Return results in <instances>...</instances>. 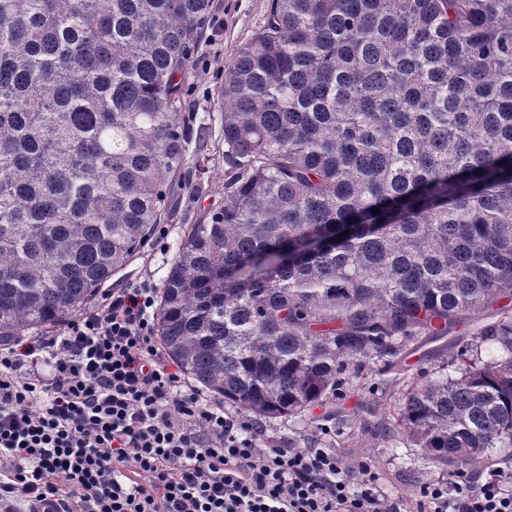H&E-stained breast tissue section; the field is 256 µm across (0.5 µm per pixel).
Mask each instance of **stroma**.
Segmentation results:
<instances>
[{
	"mask_svg": "<svg viewBox=\"0 0 512 512\" xmlns=\"http://www.w3.org/2000/svg\"><path fill=\"white\" fill-rule=\"evenodd\" d=\"M269 0H213V33L202 46V62L195 65L191 80L196 87L192 97L198 123L205 128L204 140L188 165L195 174L181 193L178 213L181 222L168 227L167 249H149L115 274L109 288H122L139 279L161 284L170 265L172 244L181 234L183 224H196L211 209L224 201V136L221 126V98L224 64L237 48L248 41L262 24ZM405 375L378 389L379 377L374 361L352 375L345 397L330 400L323 408L325 418L316 423L306 416L288 420L262 421L257 425L263 438L294 448L317 445L322 427L336 431V447L344 460L345 469L364 461L373 465L382 476L381 487L394 497H408L432 481L452 482L448 468L426 461L419 449L392 445L391 441L373 436L361 428L366 413L393 421L413 378L432 374L434 364L418 356L404 359Z\"/></svg>",
	"mask_w": 512,
	"mask_h": 512,
	"instance_id": "35a3bbf8",
	"label": "stroma"
}]
</instances>
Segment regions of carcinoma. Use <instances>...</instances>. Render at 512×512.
I'll return each instance as SVG.
<instances>
[{
  "instance_id": "1",
  "label": "carcinoma",
  "mask_w": 512,
  "mask_h": 512,
  "mask_svg": "<svg viewBox=\"0 0 512 512\" xmlns=\"http://www.w3.org/2000/svg\"><path fill=\"white\" fill-rule=\"evenodd\" d=\"M212 0H0V341L93 304L202 132ZM224 205L184 226L162 350L257 420L480 328L372 428L456 474L512 464V0H270L224 66ZM379 214H373V211ZM499 307V304H496L492 308L486 309L483 312L476 313L470 316H467L464 323L459 324L456 326L450 333L449 338L451 339H457L460 338L458 341L459 343H466L471 342L474 336H477V333L481 326L484 324L495 320L498 317V311L497 308ZM449 338H445L442 341L431 343L427 346H425L423 350L427 349H433L441 347L442 345L446 344L449 340Z\"/></svg>"
}]
</instances>
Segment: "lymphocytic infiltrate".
<instances>
[{
    "label": "lymphocytic infiltrate",
    "mask_w": 512,
    "mask_h": 512,
    "mask_svg": "<svg viewBox=\"0 0 512 512\" xmlns=\"http://www.w3.org/2000/svg\"><path fill=\"white\" fill-rule=\"evenodd\" d=\"M141 281L57 333L0 344V512H512V468L388 496L324 445L259 444L185 381Z\"/></svg>",
    "instance_id": "lymphocytic-infiltrate-1"
}]
</instances>
